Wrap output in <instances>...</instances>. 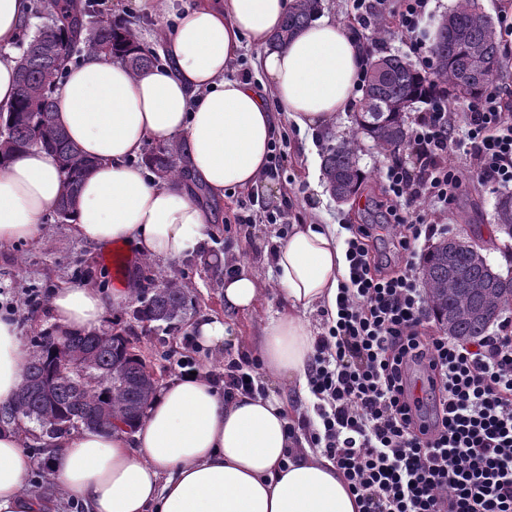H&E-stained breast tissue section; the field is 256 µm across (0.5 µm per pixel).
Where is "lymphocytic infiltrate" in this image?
Wrapping results in <instances>:
<instances>
[{
	"mask_svg": "<svg viewBox=\"0 0 512 512\" xmlns=\"http://www.w3.org/2000/svg\"><path fill=\"white\" fill-rule=\"evenodd\" d=\"M428 2L352 0L365 57L381 49L374 29L388 18L431 72L418 36ZM404 148L416 167L395 160L383 170L392 253L375 247L373 225L348 227V275L308 371L321 421L310 440L362 512H512V321L468 347L433 330L419 277L463 182L512 184V114L493 88L455 110L436 92Z\"/></svg>",
	"mask_w": 512,
	"mask_h": 512,
	"instance_id": "1",
	"label": "lymphocytic infiltrate"
}]
</instances>
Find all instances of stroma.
Returning a JSON list of instances; mask_svg holds the SVG:
<instances>
[{"label":"stroma","instance_id":"1","mask_svg":"<svg viewBox=\"0 0 512 512\" xmlns=\"http://www.w3.org/2000/svg\"><path fill=\"white\" fill-rule=\"evenodd\" d=\"M196 0H175L173 6H165L153 14L135 11L130 0H99L98 8L130 23L143 46L157 49L153 39L155 32L172 30L178 10L193 6ZM354 115L338 113L325 130L308 135L300 132L286 116H279L278 138L287 142L285 158L273 176L275 189L253 188L226 192L213 217L207 253L211 262L220 265L233 264L250 270L263 280L273 277L272 253L283 240V227L266 223V213L284 210L293 224H333L336 235L346 238L347 225L379 224L385 220V183L382 170L390 157L384 149L364 141L359 153V165L368 180L357 199L340 202L332 196L315 197L308 178L313 158L321 157L328 136L345 139L354 132ZM501 187L497 184H465L448 214V232L465 235L481 247L483 255L501 273L512 272V240L499 232L493 221L496 196ZM252 203V211L258 219L253 224L237 221L240 206ZM47 237L43 240L21 241L0 248V302L20 299L28 293L39 294L41 303L31 310L22 311L16 320L25 347H32L35 339L52 325L48 301L54 288L70 281H85L103 292L128 277L140 276L144 270H152L177 278L183 285L191 303L188 323L180 330L151 331L143 328L134 318V303H126L121 309H108L102 322L103 329L126 330L137 343L146 363L160 382L178 376L176 360L180 354L192 355L199 371L213 370L221 356H245L256 358L253 340L262 324L276 312L283 302L278 292H270L252 313H225L221 288L212 278L208 264L200 259H183L175 262H152L141 265L126 259L123 269H116L105 253L89 242L77 237L69 225L47 223ZM226 316L233 338L224 355L210 353L198 345L190 334V323L211 316Z\"/></svg>","mask_w":512,"mask_h":512}]
</instances>
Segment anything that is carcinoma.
Returning a JSON list of instances; mask_svg holds the SVG:
<instances>
[{"label": "carcinoma", "mask_w": 512, "mask_h": 512, "mask_svg": "<svg viewBox=\"0 0 512 512\" xmlns=\"http://www.w3.org/2000/svg\"><path fill=\"white\" fill-rule=\"evenodd\" d=\"M321 0H293L273 41L286 43L319 13ZM33 15L40 19L31 33H23L16 57L17 96L0 108V154L30 146H42L58 156L64 173L63 192L50 218L69 223L82 180L92 166L54 121V92L67 63L84 53H100L122 59L134 73L158 64V57L138 42L132 30L96 9V0H32ZM434 61L426 76L410 61L398 56L379 57L366 74L364 93L355 113L352 137L328 145L322 159L323 177L334 197L347 200L366 180L359 166L362 140L367 138L386 149L404 142L406 113L434 88L448 101L475 98L489 86L502 66L505 52L497 27L476 0H458L441 23L428 47ZM184 151L178 146H158L142 158L161 182L185 177ZM495 221L512 228V193L501 194L495 203ZM421 275L433 315L438 324L459 340L485 335L482 315L457 308L463 296L471 307L492 306L502 310L512 305V290L490 287L487 265L468 246H448L447 240L428 251ZM136 319L155 329L169 331L185 319L187 297L174 280L147 271L136 289ZM66 348L69 366L54 361L53 346ZM149 376L144 360L130 347L128 337L114 332L50 333L35 343L24 367L25 384L15 404L0 408V426L17 429L36 426L33 435L45 450L64 433L88 429L87 412L106 403L110 413L97 425L110 429L121 421L131 427L150 402L141 392ZM52 383V399H46L38 383ZM52 412L65 424L52 433L44 431L40 417Z\"/></svg>", "instance_id": "carcinoma-1"}]
</instances>
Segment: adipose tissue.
I'll return each mask as SVG.
<instances>
[{
  "mask_svg": "<svg viewBox=\"0 0 512 512\" xmlns=\"http://www.w3.org/2000/svg\"><path fill=\"white\" fill-rule=\"evenodd\" d=\"M290 0H197L164 33L165 65L135 74L122 61L85 54L67 64L55 120L91 161L70 220L75 234L103 251L119 247L144 261L198 254L210 197L267 182L278 113L314 132L351 111L364 52L357 36L320 18L288 43L273 34ZM31 0H0V105L16 96L11 51L31 26ZM260 48L274 95L231 76L243 45ZM185 148L186 178L157 184L140 158L146 143ZM63 189L57 156L27 148L0 158V246L45 238V216ZM284 308L263 324L256 349L263 372L305 392L315 337L308 310L334 308L345 273L344 247L321 224L292 225L273 254ZM137 288L123 281L110 295L75 282L55 288L50 306L60 331L99 330L108 306ZM227 312H254L266 291L248 270L226 277ZM27 352L13 316L0 313V406L21 389ZM291 409L274 395L224 399L203 374L164 384L135 427L82 429L60 439L48 461L61 491L86 512H360L335 464L290 438ZM33 462L22 433L0 429V512H57L27 491Z\"/></svg>",
  "mask_w": 512,
  "mask_h": 512,
  "instance_id": "obj_1",
  "label": "adipose tissue"
}]
</instances>
